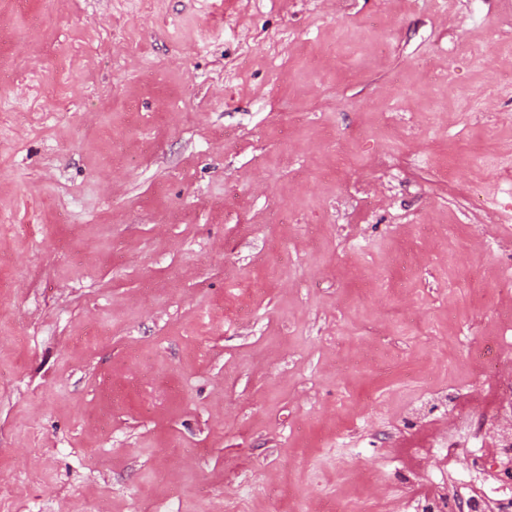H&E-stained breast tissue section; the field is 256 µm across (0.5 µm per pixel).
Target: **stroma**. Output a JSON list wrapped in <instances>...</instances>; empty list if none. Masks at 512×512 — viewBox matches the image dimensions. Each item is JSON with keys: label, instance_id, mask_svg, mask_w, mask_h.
I'll return each instance as SVG.
<instances>
[{"label": "stroma", "instance_id": "stroma-1", "mask_svg": "<svg viewBox=\"0 0 512 512\" xmlns=\"http://www.w3.org/2000/svg\"><path fill=\"white\" fill-rule=\"evenodd\" d=\"M510 168L512 0H0V512H396L512 376Z\"/></svg>", "mask_w": 512, "mask_h": 512}]
</instances>
